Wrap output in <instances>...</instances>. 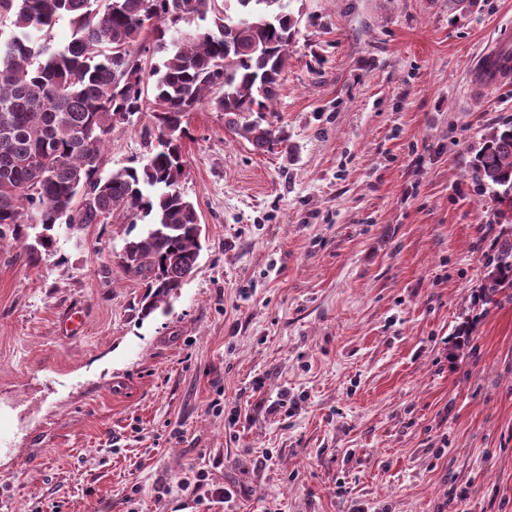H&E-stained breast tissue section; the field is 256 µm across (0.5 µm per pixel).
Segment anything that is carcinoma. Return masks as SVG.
<instances>
[{"label": "carcinoma", "mask_w": 512, "mask_h": 512, "mask_svg": "<svg viewBox=\"0 0 512 512\" xmlns=\"http://www.w3.org/2000/svg\"><path fill=\"white\" fill-rule=\"evenodd\" d=\"M10 36L0 41V245L26 244L31 261L53 245L61 224H103L121 213L136 224L125 273L143 281L147 317L177 296L200 256L195 203L186 177L185 117L204 106L224 113V127L270 150L279 130L263 124L278 96L298 20L283 0H0ZM66 19L71 38L54 42ZM203 31L186 33L196 21ZM164 53L147 66L149 51ZM149 111L157 147L144 163L101 174L112 126ZM471 168L479 185L512 202V125L493 129ZM486 301L512 288V234L487 262Z\"/></svg>", "instance_id": "cac0c4a2"}]
</instances>
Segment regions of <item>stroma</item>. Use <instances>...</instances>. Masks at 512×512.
<instances>
[{"instance_id":"1","label":"stroma","mask_w":512,"mask_h":512,"mask_svg":"<svg viewBox=\"0 0 512 512\" xmlns=\"http://www.w3.org/2000/svg\"><path fill=\"white\" fill-rule=\"evenodd\" d=\"M284 5L282 141L188 116L202 250L167 310L123 217L0 246V512H512V300L480 299L512 207L470 175L512 125L476 75L512 0ZM155 142L115 125L102 173Z\"/></svg>"}]
</instances>
